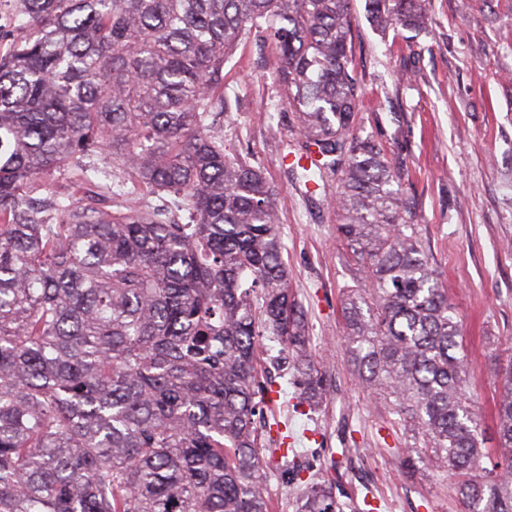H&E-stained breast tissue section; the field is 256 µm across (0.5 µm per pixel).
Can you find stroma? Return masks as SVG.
<instances>
[{
	"mask_svg": "<svg viewBox=\"0 0 512 512\" xmlns=\"http://www.w3.org/2000/svg\"><path fill=\"white\" fill-rule=\"evenodd\" d=\"M364 4L354 0L352 14L361 134L400 174L462 321L470 393L491 448L501 368L512 357V0H427L429 28L420 33L377 32ZM276 67L271 40L246 36L224 65V110L213 121L226 152L249 155L275 190L291 286L313 352L329 369L321 405L305 414L294 409L299 390L289 375L273 376L270 438L292 437L287 451H260L273 512H295L303 482L289 478L285 463L313 449L316 478L335 481L340 500H368L377 512H459L446 473H400V449L421 440L353 373L340 299L363 287V274L336 239L335 187L312 194L287 172L282 157L300 139Z\"/></svg>",
	"mask_w": 512,
	"mask_h": 512,
	"instance_id": "1",
	"label": "stroma"
}]
</instances>
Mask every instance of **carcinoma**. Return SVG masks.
<instances>
[{"instance_id":"1","label":"carcinoma","mask_w":512,"mask_h":512,"mask_svg":"<svg viewBox=\"0 0 512 512\" xmlns=\"http://www.w3.org/2000/svg\"><path fill=\"white\" fill-rule=\"evenodd\" d=\"M0 48V512H271L262 460L263 341L314 409L326 376L290 288L275 190L229 157L224 61L275 45L276 79L325 189L340 172L337 238L367 287L343 293L359 384L422 438L401 449L458 478L463 512H512V364L495 456L468 397L460 321L383 150L357 131L353 0H8ZM371 25L420 31L426 0H365ZM132 185L164 210L112 205ZM61 176L70 188L51 190ZM311 477L298 512H343Z\"/></svg>"}]
</instances>
